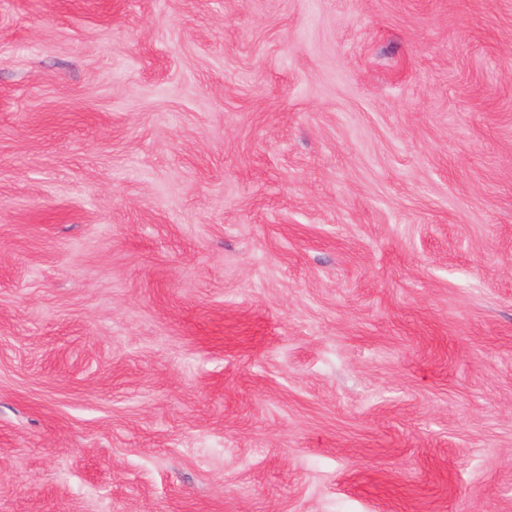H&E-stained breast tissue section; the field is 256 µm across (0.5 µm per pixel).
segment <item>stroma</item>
Segmentation results:
<instances>
[{"mask_svg":"<svg viewBox=\"0 0 512 512\" xmlns=\"http://www.w3.org/2000/svg\"><path fill=\"white\" fill-rule=\"evenodd\" d=\"M0 512H512V0H0Z\"/></svg>","mask_w":512,"mask_h":512,"instance_id":"obj_1","label":"stroma"}]
</instances>
